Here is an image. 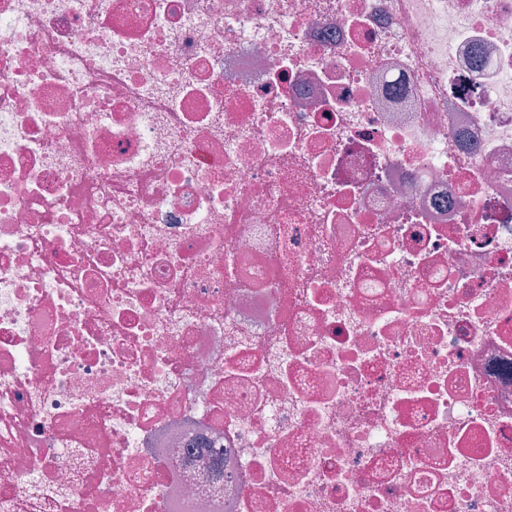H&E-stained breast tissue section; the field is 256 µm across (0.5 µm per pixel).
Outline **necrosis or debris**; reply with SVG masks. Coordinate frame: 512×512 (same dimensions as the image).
Masks as SVG:
<instances>
[{"mask_svg": "<svg viewBox=\"0 0 512 512\" xmlns=\"http://www.w3.org/2000/svg\"><path fill=\"white\" fill-rule=\"evenodd\" d=\"M0 512H512V0H0Z\"/></svg>", "mask_w": 512, "mask_h": 512, "instance_id": "necrosis-or-debris-1", "label": "necrosis or debris"}]
</instances>
